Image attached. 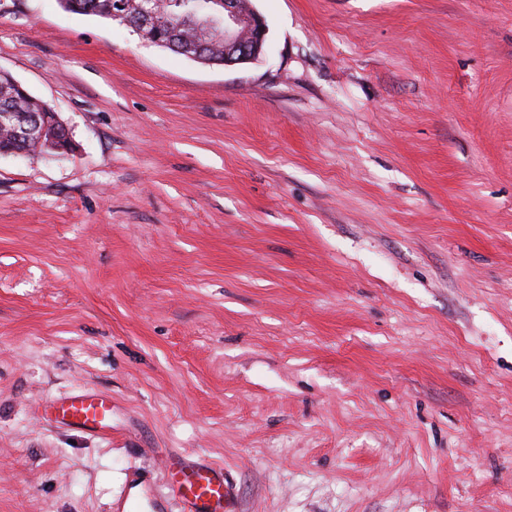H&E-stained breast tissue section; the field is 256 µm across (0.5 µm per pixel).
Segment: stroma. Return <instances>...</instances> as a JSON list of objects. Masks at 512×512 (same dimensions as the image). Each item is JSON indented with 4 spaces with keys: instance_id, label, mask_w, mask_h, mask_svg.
Here are the masks:
<instances>
[{
    "instance_id": "obj_1",
    "label": "stroma",
    "mask_w": 512,
    "mask_h": 512,
    "mask_svg": "<svg viewBox=\"0 0 512 512\" xmlns=\"http://www.w3.org/2000/svg\"><path fill=\"white\" fill-rule=\"evenodd\" d=\"M263 55L0 0L67 125L0 157V512H512V0H253ZM112 400V430L53 404ZM179 478L172 491L185 505V512H233L228 509L229 490L224 470L206 463L177 461Z\"/></svg>"
}]
</instances>
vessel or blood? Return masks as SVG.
Segmentation results:
<instances>
[{
	"instance_id": "1",
	"label": "vessel or blood",
	"mask_w": 512,
	"mask_h": 512,
	"mask_svg": "<svg viewBox=\"0 0 512 512\" xmlns=\"http://www.w3.org/2000/svg\"><path fill=\"white\" fill-rule=\"evenodd\" d=\"M58 416L85 431L101 433L112 427V402L99 395L79 394L63 400ZM178 478L172 491L185 505V512H229L228 484L223 468L178 460Z\"/></svg>"
}]
</instances>
